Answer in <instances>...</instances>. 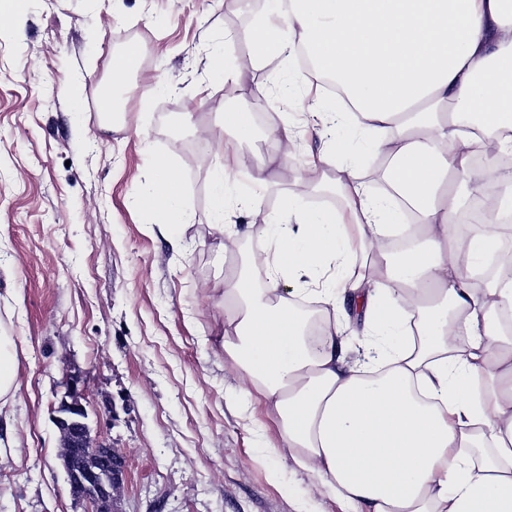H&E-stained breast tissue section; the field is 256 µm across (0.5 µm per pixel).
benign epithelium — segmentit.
I'll return each mask as SVG.
<instances>
[{"label": "benign epithelium", "mask_w": 512, "mask_h": 512, "mask_svg": "<svg viewBox=\"0 0 512 512\" xmlns=\"http://www.w3.org/2000/svg\"><path fill=\"white\" fill-rule=\"evenodd\" d=\"M64 387L53 421L60 433L61 447L83 449L82 461L74 468H65L70 495L91 504L94 512H114L116 492L125 480L122 457L92 435L78 380L69 377Z\"/></svg>", "instance_id": "1"}]
</instances>
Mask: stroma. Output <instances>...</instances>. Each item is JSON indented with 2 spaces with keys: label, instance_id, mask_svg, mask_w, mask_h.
Here are the masks:
<instances>
[{
  "label": "stroma",
  "instance_id": "obj_1",
  "mask_svg": "<svg viewBox=\"0 0 512 512\" xmlns=\"http://www.w3.org/2000/svg\"><path fill=\"white\" fill-rule=\"evenodd\" d=\"M262 18L255 0H25L0 30V330L17 390L0 407V512H88L72 500L52 410L79 376L93 434L125 458L119 512H346L251 422L224 334V238L211 218L235 100L262 92L298 135L265 184L233 194L311 208L306 160L327 149L286 60L225 50ZM137 49L123 112L95 107L112 60ZM243 71L236 97L225 67ZM182 216L154 215L158 165Z\"/></svg>",
  "mask_w": 512,
  "mask_h": 512
}]
</instances>
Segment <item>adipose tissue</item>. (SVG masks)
I'll list each match as a JSON object with an SVG mask.
<instances>
[{"label":"adipose tissue","mask_w":512,"mask_h":512,"mask_svg":"<svg viewBox=\"0 0 512 512\" xmlns=\"http://www.w3.org/2000/svg\"><path fill=\"white\" fill-rule=\"evenodd\" d=\"M298 25L288 39L284 23ZM263 59L308 51L346 99L335 119L385 156V180L412 210L417 240L384 255L382 242L403 209L374 196L356 175L350 141L335 137L317 169L336 167L333 210L298 212L295 223L263 217L274 251L243 256V231L224 235V350L274 414L280 444L348 512H512V334L494 311H512V280L481 288L500 225L463 236L448 184L469 167L478 144L468 120L512 146V0H267L252 32L233 31ZM434 100L451 113L407 115ZM212 176V216L248 210L227 173L266 170L235 140L221 144ZM334 269L320 301L331 310L318 341L306 319L277 294L283 275ZM264 287L251 285L254 270ZM355 299L378 376L346 359L342 334Z\"/></svg>","instance_id":"ef3b65f1"}]
</instances>
